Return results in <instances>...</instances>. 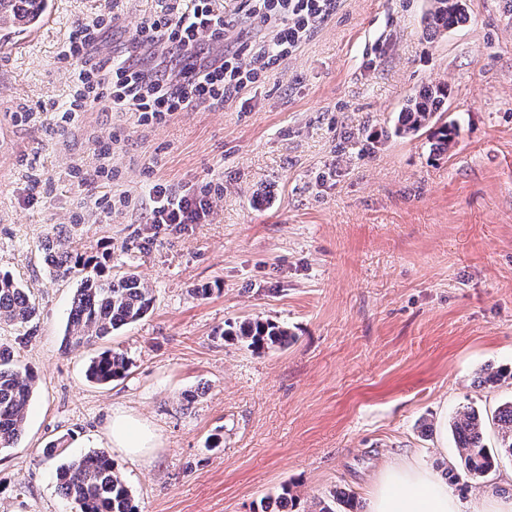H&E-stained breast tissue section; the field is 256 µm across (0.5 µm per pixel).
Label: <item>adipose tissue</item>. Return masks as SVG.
<instances>
[{"mask_svg": "<svg viewBox=\"0 0 512 512\" xmlns=\"http://www.w3.org/2000/svg\"><path fill=\"white\" fill-rule=\"evenodd\" d=\"M108 438L113 451L133 459L153 447L155 433L147 422L116 412ZM370 512H461V506L436 473L406 462L382 470Z\"/></svg>", "mask_w": 512, "mask_h": 512, "instance_id": "adipose-tissue-1", "label": "adipose tissue"}]
</instances>
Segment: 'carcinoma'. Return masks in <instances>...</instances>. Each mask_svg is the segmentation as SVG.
Listing matches in <instances>:
<instances>
[{
	"mask_svg": "<svg viewBox=\"0 0 512 512\" xmlns=\"http://www.w3.org/2000/svg\"><path fill=\"white\" fill-rule=\"evenodd\" d=\"M47 0H0V41L34 29L43 21ZM426 31L438 34L469 21L467 0H427L424 16ZM448 98V84L427 86L410 97L399 113V135L424 134L434 141L438 152H445L458 136L455 125L443 120L439 110ZM44 260L59 278L81 275L69 311L64 340L73 348L90 345L112 336V332L143 319L153 307L151 289L139 275L128 271L115 277L100 261L55 238L43 246ZM37 312L31 291L9 272H0V323L23 325ZM224 335L252 351L284 346L291 339L288 329L260 318L235 323ZM129 361L115 349L107 348L90 360L87 378L105 385L127 376ZM34 376L13 351L0 346V450L12 447L25 429L33 394ZM501 434L500 448L512 457V400L501 404L495 415ZM459 466L449 470V481L492 486V475L499 467V453L485 444L484 420L473 407L458 411L451 423ZM62 494L72 500L79 512H137L128 487L120 476L109 451L101 448L58 469ZM290 490L283 487L274 499L261 505V512H286ZM318 512H359L355 497L333 489L320 502Z\"/></svg>",
	"mask_w": 512,
	"mask_h": 512,
	"instance_id": "1",
	"label": "carcinoma"
}]
</instances>
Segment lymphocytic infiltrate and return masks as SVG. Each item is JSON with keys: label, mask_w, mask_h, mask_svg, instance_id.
Listing matches in <instances>:
<instances>
[{"label": "lymphocytic infiltrate", "mask_w": 512, "mask_h": 512, "mask_svg": "<svg viewBox=\"0 0 512 512\" xmlns=\"http://www.w3.org/2000/svg\"><path fill=\"white\" fill-rule=\"evenodd\" d=\"M247 14L266 34L242 38L224 47L235 26L215 10L213 0H159L154 13L137 29L134 40L149 63L94 57L91 50L102 30L112 24L111 12L73 29L66 58L81 68L80 88L64 112H79L88 101L109 100L113 111L138 112L144 121L162 122L189 108L220 107L240 89L259 83L288 61L308 34L331 14L336 0H243ZM210 186L192 194H176L161 184L152 188L149 221L156 225L196 224L209 207Z\"/></svg>", "instance_id": "obj_1"}]
</instances>
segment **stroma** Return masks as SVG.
I'll return each mask as SVG.
<instances>
[{
    "label": "stroma",
    "instance_id": "1",
    "mask_svg": "<svg viewBox=\"0 0 512 512\" xmlns=\"http://www.w3.org/2000/svg\"><path fill=\"white\" fill-rule=\"evenodd\" d=\"M432 38L425 0H336L287 64L227 99L162 123L99 101L62 122L78 22L112 9L101 57L134 52L155 0H48L37 31L0 42V270L36 298L0 343L37 382L24 433L0 451V512H76L63 461L105 447L113 411L146 420L154 448L116 457L138 512H258L290 487L292 512L342 487L369 505L385 464L446 474L435 427L464 406L487 423L512 379V8L470 0ZM449 88L459 137L431 154L394 134L408 97ZM213 187L202 223L149 224L153 185ZM106 270H134L152 311L114 331L127 378L85 376L98 345L67 347L76 279L42 243L56 235ZM270 318L292 341L257 354L221 338ZM67 436L63 457L45 458Z\"/></svg>",
    "mask_w": 512,
    "mask_h": 512
}]
</instances>
